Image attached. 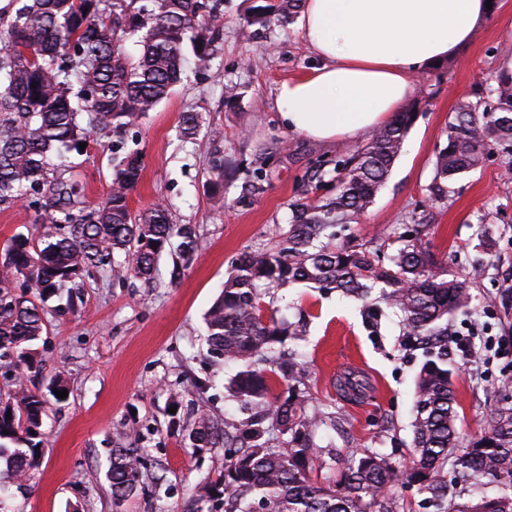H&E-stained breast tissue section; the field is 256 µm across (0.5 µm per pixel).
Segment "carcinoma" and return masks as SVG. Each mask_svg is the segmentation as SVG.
I'll return each mask as SVG.
<instances>
[{
    "label": "carcinoma",
    "instance_id": "carcinoma-1",
    "mask_svg": "<svg viewBox=\"0 0 512 512\" xmlns=\"http://www.w3.org/2000/svg\"><path fill=\"white\" fill-rule=\"evenodd\" d=\"M302 0H262L252 24L293 22ZM218 0H11L0 10V202L17 201L47 187L52 212L40 243L11 237L0 250V361L35 368L31 344L42 335L45 303L65 288L125 254L127 268L146 281L157 271L174 237L184 263L201 247L190 224H172L157 204L137 215L128 196L137 186L143 156L124 142L126 128L144 117L180 79L185 46L206 62L221 26ZM138 36L139 55L121 48ZM474 100L458 104L446 145L435 154L429 194L442 199L449 185L482 163L495 148L512 157V76L491 78ZM414 108L399 112L367 143L336 161V193L290 204L291 219L269 248L245 249L205 324L212 361L239 370L230 389L254 413L228 432L205 417L189 433L194 448H227L224 473L204 485L190 512H394L391 490L415 485L438 512H512V403L490 414L487 430L463 445L458 402L448 372V317L466 307L469 293L447 262L431 253L421 232L392 236L395 250L383 263L362 244H338L337 228L355 222L373 202L401 152ZM112 128V187L91 211L75 208L76 182L54 178V159L80 151L91 123ZM34 298L10 295L16 279ZM294 283L364 297L377 284L400 313L407 335L433 348L416 387L414 458L405 468L379 454L354 452L333 485L308 471L319 449L311 430L319 412L307 413L301 393L271 397L275 378H292L294 363L265 366L268 353L298 325L267 319L263 292ZM41 394L23 386L0 404V504L18 479L37 465ZM288 435L286 447L263 440L265 422ZM453 485L444 479L446 465ZM140 462L129 448L112 450L109 479L115 506L143 484Z\"/></svg>",
    "mask_w": 512,
    "mask_h": 512
}]
</instances>
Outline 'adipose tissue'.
<instances>
[{
    "mask_svg": "<svg viewBox=\"0 0 512 512\" xmlns=\"http://www.w3.org/2000/svg\"><path fill=\"white\" fill-rule=\"evenodd\" d=\"M486 0H305L301 35L320 61L276 91L281 124L331 145L386 125L412 76L469 43Z\"/></svg>",
    "mask_w": 512,
    "mask_h": 512,
    "instance_id": "adipose-tissue-1",
    "label": "adipose tissue"
}]
</instances>
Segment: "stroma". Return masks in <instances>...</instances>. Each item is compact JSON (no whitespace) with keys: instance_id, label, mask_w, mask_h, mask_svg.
Returning <instances> with one entry per match:
<instances>
[{"instance_id":"obj_1","label":"stroma","mask_w":512,"mask_h":512,"mask_svg":"<svg viewBox=\"0 0 512 512\" xmlns=\"http://www.w3.org/2000/svg\"><path fill=\"white\" fill-rule=\"evenodd\" d=\"M251 5L222 0L211 61L189 60L170 95L126 133L127 145L143 154L141 180L129 195L132 212L161 202L173 223L194 225L201 248L193 261L176 268V249L168 247L147 282L123 269L124 256L116 254L115 268L92 271L77 280L69 299L50 302L34 345L39 372L0 365V398L21 384L47 396L40 464L12 486L10 512H186L197 490L224 470L223 448L200 451L188 438L199 417L229 431L248 416L230 390L236 366L214 365L208 355L204 316L239 253L271 245L293 201L330 196V170L362 144L357 138L326 147L278 126V85L318 61L298 23L250 24ZM507 53L512 0H494L467 47L415 74L409 102L416 117L403 148L373 204L347 230L374 248L389 233L425 225L432 253L464 282L470 303L448 331L473 353L462 357L454 343L448 368L466 441L483 432L502 398L512 397V308L494 302L503 282H512V168L494 151L460 176L447 198L431 199L427 187L457 104L487 86ZM187 112L201 121L190 139L182 135ZM222 158L236 172L217 195L211 165ZM66 172L82 188L80 208L100 204L111 188V131L94 128L84 151L68 153ZM48 214L41 203L1 202L0 245L18 233L39 239ZM484 214L495 228L486 243L478 235ZM262 305L265 314L306 322L302 340L275 353L298 361L307 411L326 414L314 430L321 463L311 479L336 480L337 460L361 449L408 464L423 350L379 291L362 302L293 284L271 289ZM57 378L69 391L62 402L48 394ZM355 380L364 388L353 393L346 384ZM116 448L135 449L145 471L143 489L119 507L108 478Z\"/></svg>"}]
</instances>
